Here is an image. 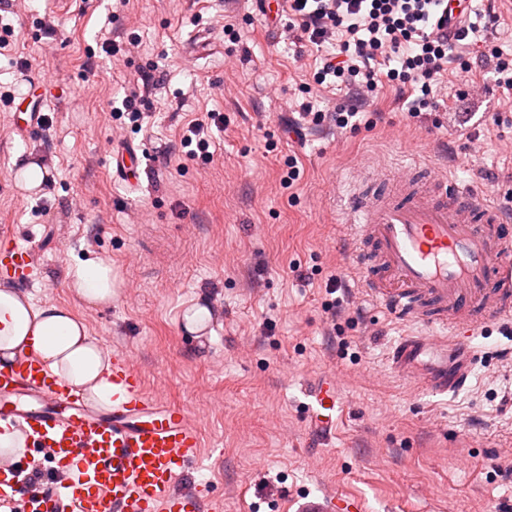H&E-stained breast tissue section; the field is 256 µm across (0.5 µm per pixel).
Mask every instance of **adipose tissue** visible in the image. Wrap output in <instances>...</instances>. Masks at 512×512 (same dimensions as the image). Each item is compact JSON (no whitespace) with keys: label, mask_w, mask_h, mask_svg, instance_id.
Returning <instances> with one entry per match:
<instances>
[{"label":"adipose tissue","mask_w":512,"mask_h":512,"mask_svg":"<svg viewBox=\"0 0 512 512\" xmlns=\"http://www.w3.org/2000/svg\"><path fill=\"white\" fill-rule=\"evenodd\" d=\"M68 286L92 305L112 301V265H80L68 274ZM23 354L40 359L53 373L84 391L103 409L112 406L111 361L83 320L70 310L47 303L37 307L15 291L0 289V366Z\"/></svg>","instance_id":"1"}]
</instances>
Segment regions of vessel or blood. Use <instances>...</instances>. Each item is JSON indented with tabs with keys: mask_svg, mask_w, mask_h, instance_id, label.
<instances>
[{
	"mask_svg": "<svg viewBox=\"0 0 512 512\" xmlns=\"http://www.w3.org/2000/svg\"><path fill=\"white\" fill-rule=\"evenodd\" d=\"M26 135L43 128L40 107L13 114ZM120 178L132 181L133 146L115 153ZM356 241V270L369 300L430 328L404 336L389 366L437 394L466 385L475 355L466 345L487 325L512 321V209L455 180H418L406 170L387 193H350L345 208ZM33 251L0 229V266L23 286ZM112 412L88 403L81 390L37 357L0 368V422L17 429L26 452L0 474V507L14 512H218L197 487L181 483L198 461L201 442L186 410L146 392L141 371L112 354ZM310 425L330 433L341 405L336 385L305 390ZM47 453L54 465L43 469Z\"/></svg>",
	"mask_w": 512,
	"mask_h": 512,
	"instance_id": "obj_1",
	"label": "vessel or blood"
}]
</instances>
